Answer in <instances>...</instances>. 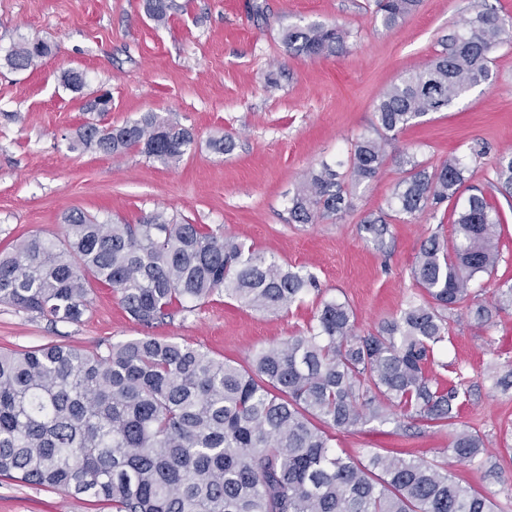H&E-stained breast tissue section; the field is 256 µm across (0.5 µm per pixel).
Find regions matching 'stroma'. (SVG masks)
Returning <instances> with one entry per match:
<instances>
[{
    "label": "stroma",
    "instance_id": "35a3bbf8",
    "mask_svg": "<svg viewBox=\"0 0 512 512\" xmlns=\"http://www.w3.org/2000/svg\"><path fill=\"white\" fill-rule=\"evenodd\" d=\"M177 2L179 12L158 25L143 0H0V251L34 232L61 236L75 210L126 224L163 210L310 271L318 293L273 316L217 292L192 312H174L147 328L130 319L111 289L98 286L78 323L55 324L0 303V348L59 342L90 350L149 335L185 339L243 365L254 351L305 326L321 300L331 298L354 310L356 335L374 332L416 293L411 269L422 242L453 235L448 202L413 217L392 214L383 245L366 231L368 216L389 212L404 153L430 168L460 157L470 185L503 215L497 270L472 287L479 300L493 301L498 283L512 278V197L494 186L497 162L512 150V44L493 54L488 83L391 137L379 175L353 189L350 209L313 224L294 223L288 211L311 169L323 161L347 163L357 139L375 135L380 95L430 64L448 32L469 17L470 0H420L390 29L376 0ZM317 23L347 30L343 50L314 58L288 54L282 32ZM23 36L54 49L37 68L15 71L4 56ZM70 70L83 73L81 89L65 85ZM105 93L111 111H87ZM148 112L192 134L179 164H161L135 149L113 156L73 145L84 124L108 127ZM227 134L233 151L215 152L212 141ZM435 361L438 378L462 391L458 425L484 436L500 461L499 475L451 460V430L420 424L405 430L372 423L340 432L337 450L358 458L401 451L448 466L512 512V455L505 451L512 445V390L495 388L488 372L512 364V308L482 328L456 318ZM0 512L91 509L68 493L0 478Z\"/></svg>",
    "mask_w": 512,
    "mask_h": 512
}]
</instances>
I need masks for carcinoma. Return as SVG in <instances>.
I'll return each mask as SVG.
<instances>
[{
    "mask_svg": "<svg viewBox=\"0 0 512 512\" xmlns=\"http://www.w3.org/2000/svg\"><path fill=\"white\" fill-rule=\"evenodd\" d=\"M419 0H380L383 24L395 26ZM166 23L176 0H144ZM465 28L448 35L428 66L409 72L379 97L377 136L359 138L347 171L327 162L311 170L292 199L291 219L311 224L342 211L350 189L375 178L397 133L490 78L492 54L512 37V20L481 0ZM338 25L286 29L292 55L332 54L345 44ZM52 54L43 39H22L5 55L15 71ZM191 133L155 112L100 128L85 124L76 143L105 154L136 148L162 164L187 153ZM397 212L414 216L456 198L465 167L448 158L428 171L399 156ZM512 194V156L496 165ZM453 237L423 241L411 275L419 293L367 336L354 333L346 302H321L315 322L230 364L183 341L143 336L93 351L46 344L0 351V477L83 494L112 512H501L491 495L446 467L404 454L356 459L334 448V432L405 419L453 426L459 389L431 372L435 347L453 315L471 300V284L500 259L502 219L483 194L456 211ZM63 238L29 234L0 254V302L51 321L78 323L93 285L115 292L143 326L184 303L218 291L244 307L278 314L317 288L313 274L288 267L202 224H178L155 212L138 224H101L81 212L66 218ZM512 307V284L496 306L474 302L467 316L487 325L492 310ZM481 434H452L446 452L487 470Z\"/></svg>",
    "mask_w": 512,
    "mask_h": 512,
    "instance_id": "cac0c4a2",
    "label": "carcinoma"
}]
</instances>
